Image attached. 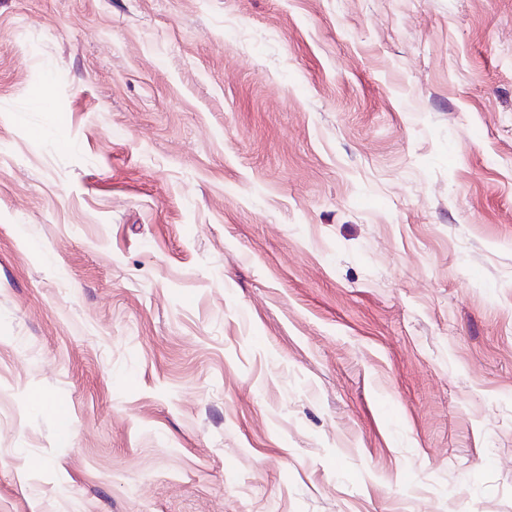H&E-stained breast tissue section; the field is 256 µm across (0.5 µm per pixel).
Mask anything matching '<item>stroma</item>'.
<instances>
[{"label":"stroma","instance_id":"35a3bbf8","mask_svg":"<svg viewBox=\"0 0 512 512\" xmlns=\"http://www.w3.org/2000/svg\"><path fill=\"white\" fill-rule=\"evenodd\" d=\"M0 512H512V0H0Z\"/></svg>","mask_w":512,"mask_h":512}]
</instances>
